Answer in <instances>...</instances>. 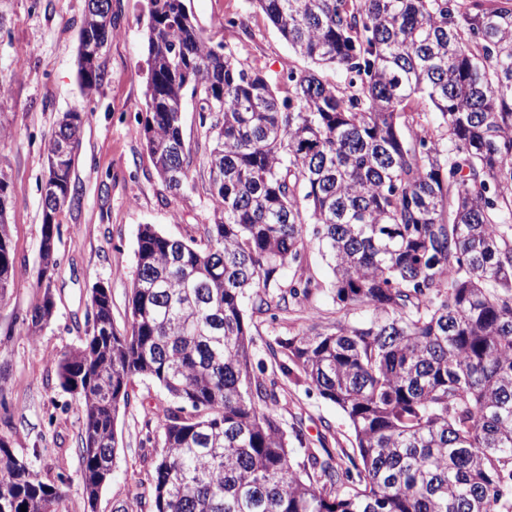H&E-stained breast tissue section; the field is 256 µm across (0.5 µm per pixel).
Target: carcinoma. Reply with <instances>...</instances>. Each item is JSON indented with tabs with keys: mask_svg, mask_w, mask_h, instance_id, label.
Instances as JSON below:
<instances>
[{
	"mask_svg": "<svg viewBox=\"0 0 512 512\" xmlns=\"http://www.w3.org/2000/svg\"><path fill=\"white\" fill-rule=\"evenodd\" d=\"M102 2L87 0L79 28L86 95L114 38ZM251 2L288 45L274 79L214 51L182 0H147L139 134L166 190L194 188L182 114L198 99L212 216L199 240L142 225L129 327H115L97 283L90 331L55 358L80 400L89 507L112 476L119 410L146 376L176 401L158 420L150 512H512V0ZM83 116L62 113L46 144L65 200L75 154L58 145L79 147ZM41 200L38 301L22 320L32 340L54 315L40 289L58 267L60 209ZM12 207L0 169V303L17 277ZM314 243L333 301L357 318L277 345L344 412L355 446L296 465L252 327L277 318L273 291L286 312L321 287ZM61 496L0 438V512H56Z\"/></svg>",
	"mask_w": 512,
	"mask_h": 512,
	"instance_id": "cac0c4a2",
	"label": "carcinoma"
}]
</instances>
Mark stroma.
<instances>
[{"mask_svg": "<svg viewBox=\"0 0 512 512\" xmlns=\"http://www.w3.org/2000/svg\"><path fill=\"white\" fill-rule=\"evenodd\" d=\"M199 25L214 42L232 49L247 65L267 74L281 68L286 43L250 0H192ZM86 0H0V80L8 93L0 99V168L10 178L14 206L8 222L19 275L0 303V437L47 483H61L57 512H134L133 495L147 483L162 448L158 419L173 398L158 382L136 378L130 403L116 421L117 450L112 479L89 507L80 477L78 397L62 389L53 359L79 346L90 325L89 293L97 282L109 287L117 327L129 319V300L137 272V232L152 224L179 238H200L210 204L204 185L175 195L156 175L138 130L146 117V0H112L117 32L102 50L105 80L83 101L77 79L78 30ZM244 18L249 30L229 27L227 18ZM87 112L75 158L74 200L59 214V267L55 312L36 340L22 319L37 299L33 286L39 267L42 207L39 184L45 174L44 145L59 113L78 104ZM311 274L320 289L299 312L259 323L253 332L254 361L277 372V409L288 435H300L295 461L306 450H351L354 435L344 413L304 383L299 372L279 374L270 352L277 339L295 335L311 323L338 319L328 284L330 270L317 248L308 251Z\"/></svg>", "mask_w": 512, "mask_h": 512, "instance_id": "1", "label": "stroma"}]
</instances>
